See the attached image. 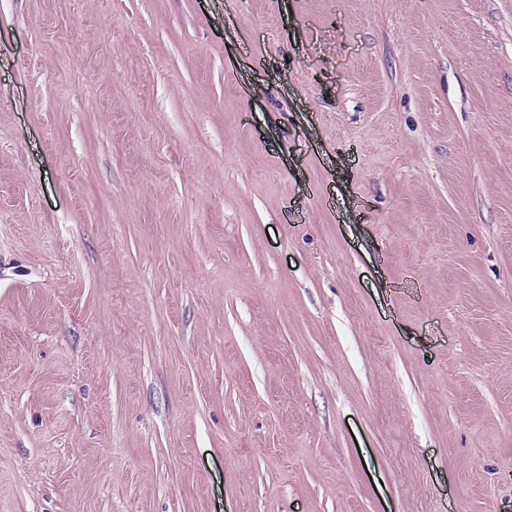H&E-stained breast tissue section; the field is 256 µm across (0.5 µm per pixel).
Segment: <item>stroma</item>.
Listing matches in <instances>:
<instances>
[{
	"instance_id": "35a3bbf8",
	"label": "stroma",
	"mask_w": 512,
	"mask_h": 512,
	"mask_svg": "<svg viewBox=\"0 0 512 512\" xmlns=\"http://www.w3.org/2000/svg\"><path fill=\"white\" fill-rule=\"evenodd\" d=\"M0 512H512V0H0Z\"/></svg>"
}]
</instances>
